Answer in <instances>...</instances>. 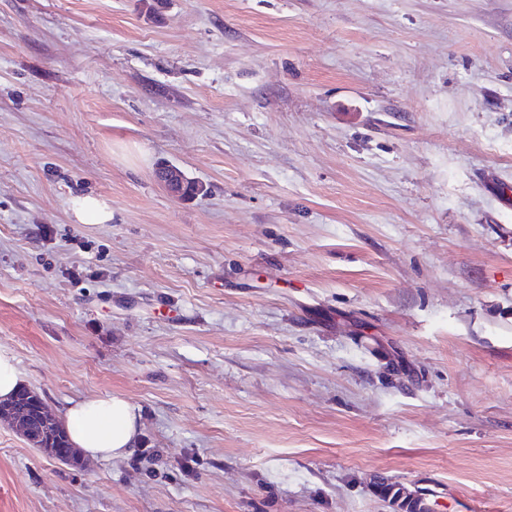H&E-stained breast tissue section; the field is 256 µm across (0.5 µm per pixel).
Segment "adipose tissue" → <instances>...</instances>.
Segmentation results:
<instances>
[{
    "label": "adipose tissue",
    "mask_w": 512,
    "mask_h": 512,
    "mask_svg": "<svg viewBox=\"0 0 512 512\" xmlns=\"http://www.w3.org/2000/svg\"><path fill=\"white\" fill-rule=\"evenodd\" d=\"M65 431L72 446L94 459H121L139 443L140 409L112 395L73 400L64 413Z\"/></svg>",
    "instance_id": "obj_1"
}]
</instances>
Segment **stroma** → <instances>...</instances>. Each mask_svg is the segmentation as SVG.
I'll return each instance as SVG.
<instances>
[{"instance_id": "35a3bbf8", "label": "stroma", "mask_w": 512, "mask_h": 512, "mask_svg": "<svg viewBox=\"0 0 512 512\" xmlns=\"http://www.w3.org/2000/svg\"><path fill=\"white\" fill-rule=\"evenodd\" d=\"M505 183L512 0H0V346L143 434L0 512H512ZM158 172L160 180L176 196L184 195L186 198H192L196 196L197 189L195 182H187V178L177 167L172 165H164L159 168ZM186 183L187 185L183 194V187ZM72 215L77 224H106L112 220V207L105 198L85 196L76 202Z\"/></svg>"}]
</instances>
